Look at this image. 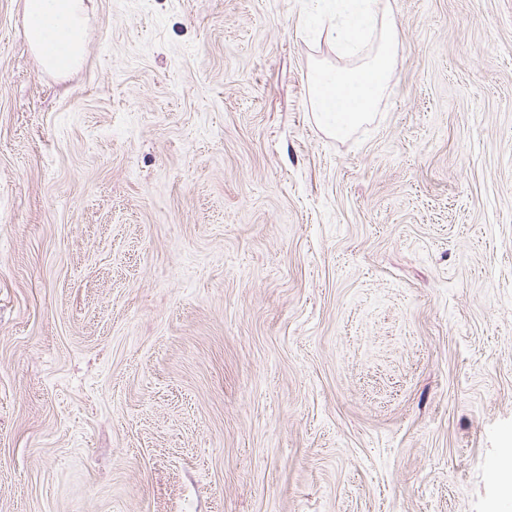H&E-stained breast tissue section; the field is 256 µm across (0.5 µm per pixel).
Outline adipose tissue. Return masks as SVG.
I'll return each instance as SVG.
<instances>
[{"instance_id": "1", "label": "adipose tissue", "mask_w": 512, "mask_h": 512, "mask_svg": "<svg viewBox=\"0 0 512 512\" xmlns=\"http://www.w3.org/2000/svg\"><path fill=\"white\" fill-rule=\"evenodd\" d=\"M88 20L86 0H24V35L33 47L60 45V53L41 56L43 67L72 73L85 56L83 35Z\"/></svg>"}]
</instances>
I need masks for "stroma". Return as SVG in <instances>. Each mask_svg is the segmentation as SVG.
Masks as SVG:
<instances>
[{
  "instance_id": "35a3bbf8",
  "label": "stroma",
  "mask_w": 512,
  "mask_h": 512,
  "mask_svg": "<svg viewBox=\"0 0 512 512\" xmlns=\"http://www.w3.org/2000/svg\"><path fill=\"white\" fill-rule=\"evenodd\" d=\"M0 0V512H503L512 0H380L363 141L298 0ZM53 16L55 26L44 27L45 17ZM88 20L86 0H24V35L35 50L43 44L63 47L60 53L39 56L43 67L59 74L72 73L85 56L84 31Z\"/></svg>"
}]
</instances>
